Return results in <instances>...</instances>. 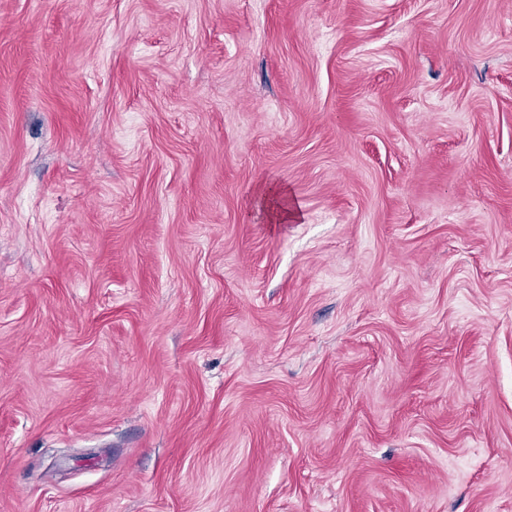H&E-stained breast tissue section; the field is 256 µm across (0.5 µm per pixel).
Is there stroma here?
<instances>
[{
    "label": "stroma",
    "mask_w": 512,
    "mask_h": 512,
    "mask_svg": "<svg viewBox=\"0 0 512 512\" xmlns=\"http://www.w3.org/2000/svg\"><path fill=\"white\" fill-rule=\"evenodd\" d=\"M0 512H512V0H0Z\"/></svg>",
    "instance_id": "35a3bbf8"
}]
</instances>
